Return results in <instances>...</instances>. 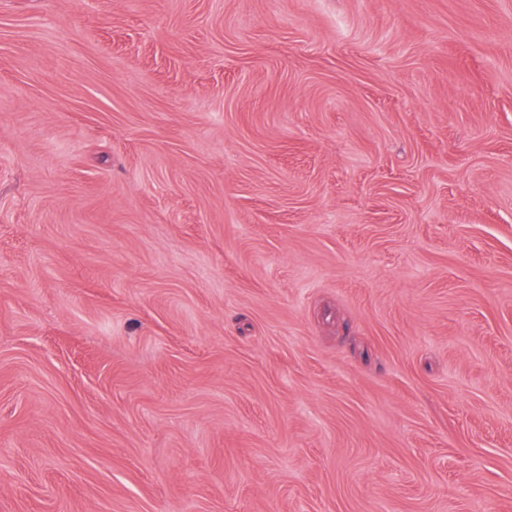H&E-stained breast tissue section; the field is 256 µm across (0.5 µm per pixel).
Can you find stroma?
Masks as SVG:
<instances>
[{
  "label": "stroma",
  "instance_id": "obj_1",
  "mask_svg": "<svg viewBox=\"0 0 512 512\" xmlns=\"http://www.w3.org/2000/svg\"><path fill=\"white\" fill-rule=\"evenodd\" d=\"M0 512H512V0H0Z\"/></svg>",
  "mask_w": 512,
  "mask_h": 512
}]
</instances>
